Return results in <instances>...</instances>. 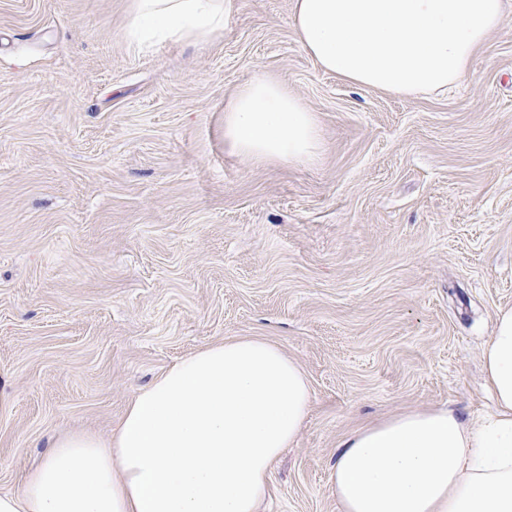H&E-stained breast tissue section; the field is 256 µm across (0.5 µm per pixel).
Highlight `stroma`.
<instances>
[{
    "mask_svg": "<svg viewBox=\"0 0 512 512\" xmlns=\"http://www.w3.org/2000/svg\"><path fill=\"white\" fill-rule=\"evenodd\" d=\"M134 0H0V494L62 435L106 438L178 359L258 337L311 410L260 512H337L340 444L406 411L489 415L512 307V36L400 98L323 71L291 0H229L205 45L132 47ZM257 73L316 112L308 165L248 163L224 105Z\"/></svg>",
    "mask_w": 512,
    "mask_h": 512,
    "instance_id": "obj_1",
    "label": "stroma"
}]
</instances>
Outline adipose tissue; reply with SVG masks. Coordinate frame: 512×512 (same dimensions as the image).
<instances>
[{
	"label": "adipose tissue",
	"mask_w": 512,
	"mask_h": 512,
	"mask_svg": "<svg viewBox=\"0 0 512 512\" xmlns=\"http://www.w3.org/2000/svg\"><path fill=\"white\" fill-rule=\"evenodd\" d=\"M129 34L204 44L224 0H134ZM291 25L319 67L410 98L471 72L487 36L512 32L505 0H292ZM224 141L249 162L316 158L320 127L279 81L253 75L224 107ZM493 413L412 411L361 428L331 476L339 512H512V309L483 353ZM299 364L260 338H229L184 357L136 392L110 438L58 439L0 512H259L273 465L310 410Z\"/></svg>",
	"instance_id": "1"
}]
</instances>
